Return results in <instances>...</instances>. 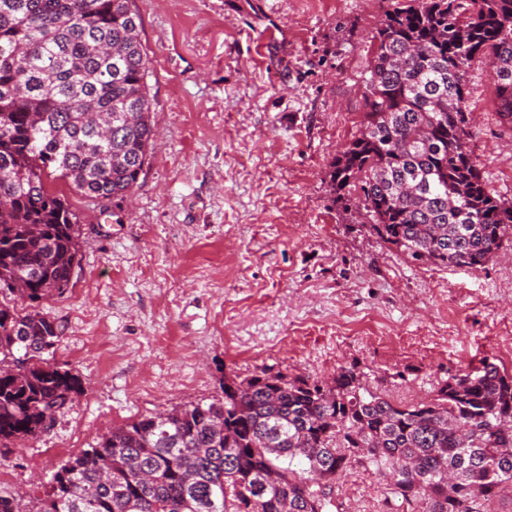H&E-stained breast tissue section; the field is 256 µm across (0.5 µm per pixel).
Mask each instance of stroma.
Returning <instances> with one entry per match:
<instances>
[{"label":"stroma","instance_id":"1","mask_svg":"<svg viewBox=\"0 0 512 512\" xmlns=\"http://www.w3.org/2000/svg\"><path fill=\"white\" fill-rule=\"evenodd\" d=\"M157 130L130 198L48 178L79 218L67 292L40 310L85 393L0 448V491L34 512L102 434L261 371L328 381L357 365L397 401L489 359L512 372V241L476 271L410 262L344 210L331 163L359 134L371 36L391 0H132ZM277 29L276 40L263 38ZM467 146L512 201V129L486 59L467 74ZM338 512H409L391 477L326 487Z\"/></svg>","mask_w":512,"mask_h":512}]
</instances>
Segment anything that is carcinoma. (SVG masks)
Masks as SVG:
<instances>
[{
  "mask_svg": "<svg viewBox=\"0 0 512 512\" xmlns=\"http://www.w3.org/2000/svg\"><path fill=\"white\" fill-rule=\"evenodd\" d=\"M131 0H0V447L48 431L84 392L53 362L42 301L68 290L77 215L45 178L120 202L156 133ZM360 133L336 154V201L415 264L478 270L512 234L473 154L471 61L488 59L512 125V0H398L384 14ZM222 395L150 414L69 457L38 512H325L316 489L356 467L392 476L412 512H490L512 492V374L451 375L395 402L352 365L332 383L226 377Z\"/></svg>",
  "mask_w": 512,
  "mask_h": 512,
  "instance_id": "obj_1",
  "label": "carcinoma"
}]
</instances>
